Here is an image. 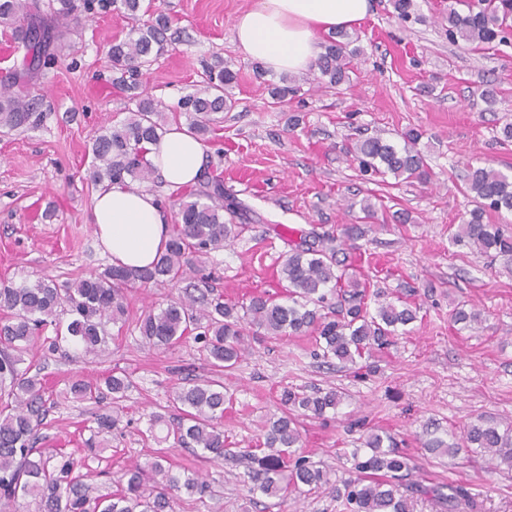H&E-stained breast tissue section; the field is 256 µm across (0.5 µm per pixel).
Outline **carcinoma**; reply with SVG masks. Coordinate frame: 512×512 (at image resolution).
<instances>
[{
    "label": "carcinoma",
    "mask_w": 512,
    "mask_h": 512,
    "mask_svg": "<svg viewBox=\"0 0 512 512\" xmlns=\"http://www.w3.org/2000/svg\"><path fill=\"white\" fill-rule=\"evenodd\" d=\"M116 12L131 22L127 35L110 44L108 58L117 82L132 92L133 107L92 142L87 169L93 183L109 181L154 182L157 171L146 159V145L158 140L166 116L162 102L144 90L137 75L163 51L171 29L169 18L152 10L150 0H0V31L10 34L14 69L0 80V129L12 131L31 121L35 103L14 87L56 62L55 48L69 32L68 23L82 17ZM512 0H475L468 11L448 5V40L456 43L507 44L512 41ZM359 41L356 33H331L318 57L316 79L331 86L349 81ZM237 82L232 61L208 65L204 81L179 98L174 111L191 119V127L206 137L215 115L234 107L231 94ZM284 78L271 87L273 103L285 105L300 88ZM422 133L401 134L403 146L382 137L351 140L348 152L364 176L391 174L398 179L424 181L428 177L424 154L418 148ZM464 188L474 208L451 234L456 245L500 263L512 275V233L486 224L490 213L512 212V175L481 166H468ZM250 208L224 181L201 176L196 192L179 203L178 222L153 267L138 272L107 266L73 282L53 279L34 283H0V512H175L187 494L213 495L207 482L188 476L171 462L169 449L160 448L143 463H133L122 475L121 486L108 497H92L81 470L86 456L62 448L38 447V432L46 419V383L30 368L21 367L22 354L39 344L50 352L74 348L87 361L97 360L112 336L107 324L124 321L125 287L177 282L191 258H206L244 230ZM241 220L224 221V214ZM337 237L316 230L285 240L288 257L277 272L281 291L262 292L241 302H226L215 289L189 284L182 296L156 309L145 310L136 327L152 347L173 348L189 336L201 344L204 360L216 374L231 371L246 351L250 335L306 336L325 362L351 368L358 374L372 349L390 345L417 320V307L401 295L369 292L370 283L347 276V257L333 245ZM69 315L64 321L59 309ZM452 326L470 329L481 323L480 313L457 307ZM133 387L127 375H111L104 384L75 381L70 392L80 401H103L112 396V409L98 415L101 431L118 428L120 402ZM342 395L334 388L311 395L284 389L279 397L281 415L272 421L253 448H228L222 422L225 405L233 403L217 379L190 381L173 398L177 416L149 415V430L164 426L161 441L172 448H191L205 461L227 456L244 464L242 483L248 493L278 499L292 491L312 492L331 484L330 472L302 455V427L297 411L320 418L336 409ZM363 453L352 452L349 476L336 480V497L351 512H410L413 495L441 498L438 487L406 485L409 457L395 449L393 438L383 437L362 423ZM436 457L475 453L512 469V423L479 418L463 428L434 427L423 442Z\"/></svg>",
    "instance_id": "carcinoma-1"
}]
</instances>
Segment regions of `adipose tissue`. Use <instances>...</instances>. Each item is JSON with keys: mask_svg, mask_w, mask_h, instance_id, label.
Returning a JSON list of instances; mask_svg holds the SVG:
<instances>
[{"mask_svg": "<svg viewBox=\"0 0 512 512\" xmlns=\"http://www.w3.org/2000/svg\"><path fill=\"white\" fill-rule=\"evenodd\" d=\"M371 11L370 0H255L234 34L248 58L277 74L311 66L321 52L319 33L350 29ZM147 157L170 191L195 184L204 145L185 124H174L149 144ZM93 224L114 266L149 268L169 239L170 216L156 197L135 186L101 185L94 195Z\"/></svg>", "mask_w": 512, "mask_h": 512, "instance_id": "obj_1", "label": "adipose tissue"}]
</instances>
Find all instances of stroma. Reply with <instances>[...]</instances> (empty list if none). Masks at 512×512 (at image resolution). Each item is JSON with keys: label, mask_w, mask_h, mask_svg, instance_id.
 <instances>
[{"label": "stroma", "mask_w": 512, "mask_h": 512, "mask_svg": "<svg viewBox=\"0 0 512 512\" xmlns=\"http://www.w3.org/2000/svg\"><path fill=\"white\" fill-rule=\"evenodd\" d=\"M253 2L153 0L177 34L142 78L154 98L176 104L200 84L206 62L232 59L238 73L236 105L210 133L203 168L237 192L251 220L231 245L187 266L185 282L212 286L228 301L248 298L274 289L288 256L283 239L292 231L332 232L359 223L363 259L353 277H369L372 289L388 294L413 291L421 312L412 330L375 353L359 377L324 364L307 339L250 340L237 367L222 377L234 396L224 414L225 438L239 448L253 443L278 412L284 387L307 393L334 387L344 394L337 410L303 421V452L311 461L347 472L363 419L396 438L415 483L462 486L473 494L472 504L453 512H512L511 471L484 456L438 459L422 448L433 423L461 426L480 416L512 421V276L450 240L451 226L472 208L462 190L466 164L512 173V143L497 140L499 127L512 121V44L450 43L448 0H414L415 17L405 24L391 0H372L370 17L356 28L361 53L351 83L327 87L313 71L298 73V95L278 108L267 90L275 75L256 78L252 60L234 43L237 19ZM129 28L115 13L81 22L58 46L55 66L22 84L40 119L0 133V276L63 282L110 265L94 232L97 187L86 173L92 140L128 103V91L112 82L108 50ZM489 80L499 90L491 111L478 96ZM294 114L301 118L296 127L288 124ZM412 128L422 133L430 182L363 180L347 143L378 132L396 144ZM368 195L377 216L365 223L358 203ZM402 212L408 216L403 224L397 220ZM177 294L174 284L129 287L126 320L110 326L112 344L97 362L40 349L26 357L52 391L43 447L71 451L90 441L102 450L84 469L91 496L111 495L126 466L157 449L144 436L148 414H173L178 388L210 375L194 340L158 350L136 327L147 306ZM459 304L480 311L481 325L455 330L450 314ZM123 373L134 380L122 403L123 422L99 432V405L75 401L69 387L77 379ZM172 460L203 474L218 491L212 499L182 498L176 512H347L329 487L274 505L249 497L235 461L207 463L188 449L175 450Z\"/></svg>", "instance_id": "1"}]
</instances>
